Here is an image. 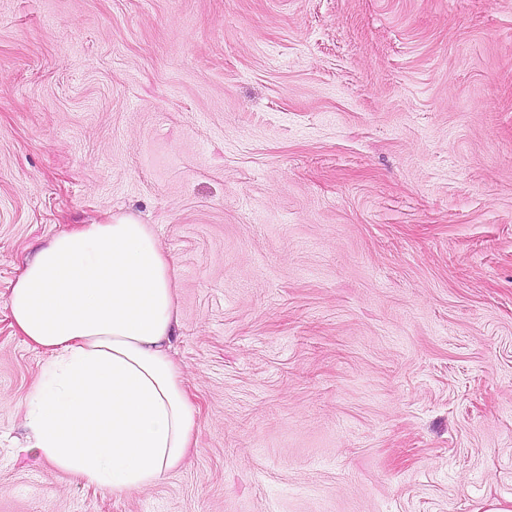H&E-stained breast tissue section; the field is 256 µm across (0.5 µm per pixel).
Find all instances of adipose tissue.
<instances>
[{"instance_id":"ef3b65f1","label":"adipose tissue","mask_w":512,"mask_h":512,"mask_svg":"<svg viewBox=\"0 0 512 512\" xmlns=\"http://www.w3.org/2000/svg\"><path fill=\"white\" fill-rule=\"evenodd\" d=\"M177 268L149 225L110 215L54 236L8 296L46 357L26 400L28 450L86 485L141 490L178 469L196 410L171 354Z\"/></svg>"}]
</instances>
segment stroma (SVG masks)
Segmentation results:
<instances>
[{"label": "stroma", "mask_w": 512, "mask_h": 512, "mask_svg": "<svg viewBox=\"0 0 512 512\" xmlns=\"http://www.w3.org/2000/svg\"><path fill=\"white\" fill-rule=\"evenodd\" d=\"M178 267L189 464L23 453L6 301L107 214ZM512 500V0H0V512Z\"/></svg>", "instance_id": "1"}]
</instances>
